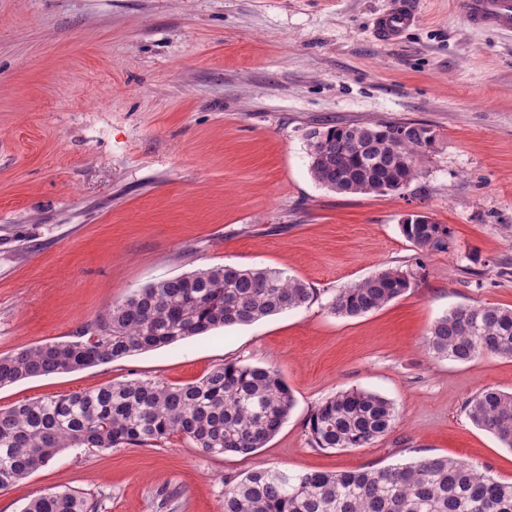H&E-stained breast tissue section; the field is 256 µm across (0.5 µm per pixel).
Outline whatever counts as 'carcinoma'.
Wrapping results in <instances>:
<instances>
[{
	"label": "carcinoma",
	"mask_w": 512,
	"mask_h": 512,
	"mask_svg": "<svg viewBox=\"0 0 512 512\" xmlns=\"http://www.w3.org/2000/svg\"><path fill=\"white\" fill-rule=\"evenodd\" d=\"M310 171L341 194L398 192L417 179L435 141L415 122L336 124L306 133ZM403 236L426 252L446 251L453 232L412 215ZM411 287L407 274L384 269L341 289L331 312L356 317ZM313 289L276 268L216 266L162 279L112 305L65 341L0 355V387L72 372L172 345L220 328L247 325L301 307ZM437 357L467 362L478 355L512 358V308H454L429 328ZM295 405L278 369L224 363L185 385L133 379L0 409V490L47 465L65 448L112 450L153 446L178 435L209 455L249 454L281 428ZM470 421L512 449V393L485 388L466 405ZM396 421L394 404L355 388L322 402L310 415L318 448H363ZM70 489L31 499L24 512H95ZM224 512H512V482L498 481L469 460L451 456L328 473H291L257 466L224 489Z\"/></svg>",
	"instance_id": "cac0c4a2"
}]
</instances>
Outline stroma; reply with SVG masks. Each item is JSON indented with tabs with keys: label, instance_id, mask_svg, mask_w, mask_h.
Returning a JSON list of instances; mask_svg holds the SVG:
<instances>
[{
	"label": "stroma",
	"instance_id": "35a3bbf8",
	"mask_svg": "<svg viewBox=\"0 0 512 512\" xmlns=\"http://www.w3.org/2000/svg\"><path fill=\"white\" fill-rule=\"evenodd\" d=\"M392 0H0V355L62 341L148 283L220 265L288 271L307 305L79 371L0 388V409L130 379L197 381L225 362L279 369L295 399L243 455L173 436L63 450L0 491V512L69 488L98 512H223L224 485L265 465L341 472L454 456L512 481V450L465 405L512 392V358L430 354L460 306L512 307V39L468 25L455 0H417L395 44L372 32ZM412 120L435 134L421 176L339 194L309 170L324 123ZM414 211L453 231L424 253ZM385 268L411 286L357 317L341 289ZM393 402L364 448L315 447L307 419L336 393Z\"/></svg>",
	"mask_w": 512,
	"mask_h": 512
}]
</instances>
